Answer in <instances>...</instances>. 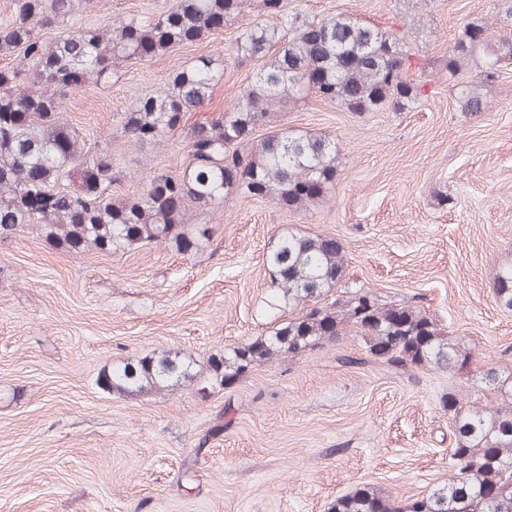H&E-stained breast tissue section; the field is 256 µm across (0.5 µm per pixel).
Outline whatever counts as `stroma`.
Here are the masks:
<instances>
[{
  "instance_id": "1",
  "label": "stroma",
  "mask_w": 512,
  "mask_h": 512,
  "mask_svg": "<svg viewBox=\"0 0 512 512\" xmlns=\"http://www.w3.org/2000/svg\"><path fill=\"white\" fill-rule=\"evenodd\" d=\"M174 2L87 0L79 22L94 29ZM290 2L404 35L426 98L356 114L311 96L274 113L273 128L334 138L329 201L293 213L229 195L190 212L208 230L195 253L74 255L27 231L0 243V512H328L364 484L405 500L448 476L449 394L495 404L479 370L512 373V311L497 304L493 280L512 266V60L484 87L480 113L461 109L444 62L463 24H488L493 42L512 25L499 20L498 0ZM237 31L232 22L153 61L121 63L111 84L70 93L65 118L120 165L114 197L139 196L149 173L190 160L182 135L128 140L121 113L203 54L224 80L189 120L218 116L252 77L232 55ZM287 226L335 237L352 286L421 307L471 363L395 371L365 361L360 337L346 334L207 396L189 385L129 397L98 386L123 361L172 349L202 364L288 320L291 309L263 310V255Z\"/></svg>"
}]
</instances>
